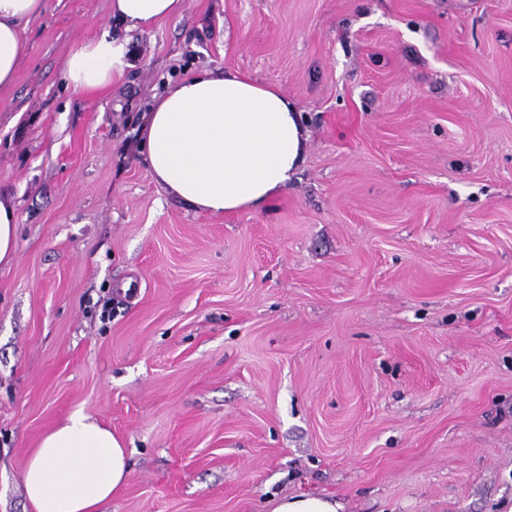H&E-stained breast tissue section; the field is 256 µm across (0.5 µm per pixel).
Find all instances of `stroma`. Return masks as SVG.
Wrapping results in <instances>:
<instances>
[{
    "mask_svg": "<svg viewBox=\"0 0 512 512\" xmlns=\"http://www.w3.org/2000/svg\"><path fill=\"white\" fill-rule=\"evenodd\" d=\"M0 91V512L80 410L130 474L108 512H512V0H186L88 96L109 0H45ZM207 69L307 131L268 205L166 193L142 113ZM129 45L128 36L110 31L79 43L64 63L67 84L76 94L91 95L117 82L135 66ZM19 215L15 199L0 192V264L12 261L18 246ZM341 503L314 494H298L279 500L272 512H342Z\"/></svg>",
    "mask_w": 512,
    "mask_h": 512,
    "instance_id": "obj_1",
    "label": "stroma"
}]
</instances>
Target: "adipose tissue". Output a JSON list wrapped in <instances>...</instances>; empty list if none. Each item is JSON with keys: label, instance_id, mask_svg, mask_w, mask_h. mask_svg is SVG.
I'll list each match as a JSON object with an SVG mask.
<instances>
[{"label": "adipose tissue", "instance_id": "1", "mask_svg": "<svg viewBox=\"0 0 512 512\" xmlns=\"http://www.w3.org/2000/svg\"><path fill=\"white\" fill-rule=\"evenodd\" d=\"M185 0H110L121 36L103 32L68 54L73 92L97 93L133 68L129 32L181 14ZM44 0H0V90L13 85L28 51V23ZM154 180L196 210L224 215L266 206L303 161L306 138L293 104L237 72L206 71L174 84L140 130ZM129 476L127 452L108 427L75 412L41 436L22 482L31 512H104Z\"/></svg>", "mask_w": 512, "mask_h": 512}]
</instances>
